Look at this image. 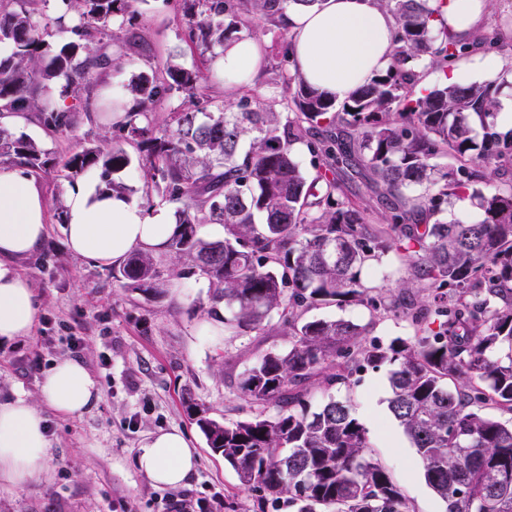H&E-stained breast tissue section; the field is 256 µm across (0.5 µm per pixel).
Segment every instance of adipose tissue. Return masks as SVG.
<instances>
[{
	"mask_svg": "<svg viewBox=\"0 0 512 512\" xmlns=\"http://www.w3.org/2000/svg\"><path fill=\"white\" fill-rule=\"evenodd\" d=\"M286 20L298 75L329 99L345 100L391 63L394 21L376 0H321L312 9L287 11ZM261 59L259 41L244 36L227 44L214 65L225 81L242 84ZM64 222L69 251L99 263L136 251H167L176 229L166 207L145 210L100 194L93 171L67 187ZM47 233L46 203L34 176L19 165L0 167V340L32 334L39 307L17 262L39 251ZM98 397L86 367L62 359L45 373L37 399L0 400V485L23 489L42 474L52 448L48 412L75 418ZM136 465L154 485L179 487L195 472L197 456L190 437L172 430L139 448Z\"/></svg>",
	"mask_w": 512,
	"mask_h": 512,
	"instance_id": "obj_1",
	"label": "adipose tissue"
}]
</instances>
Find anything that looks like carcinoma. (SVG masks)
Returning a JSON list of instances; mask_svg holds the SVG:
<instances>
[{
    "mask_svg": "<svg viewBox=\"0 0 512 512\" xmlns=\"http://www.w3.org/2000/svg\"><path fill=\"white\" fill-rule=\"evenodd\" d=\"M147 0H0V110L35 114L53 136L70 135L74 112L105 83L108 70L138 53L132 31ZM184 39L215 58L224 44L261 24L284 27L286 9L320 0H179ZM394 20L387 70L338 104L292 71L286 42L278 76L294 88L293 115L275 99L239 89L220 103L205 93L200 68L173 50L161 72H143L115 109L113 135L75 141L68 177L97 167L102 190L129 198L113 178L136 148L147 199L175 206L170 252L207 276L223 304L224 324L260 330L276 311L288 327L286 350L257 357L239 381L255 412L229 424L199 418L208 446L257 505L289 512H414L409 498L369 452L365 425L334 396L313 409L307 383L328 388L353 373L386 369L388 410L447 512H512V180L486 194L482 185L512 171V129L497 123L501 75L470 84L444 82L424 92V72L448 74L459 59L500 46L498 28L456 38L443 18L446 0H378ZM68 33L64 41L55 40ZM62 82L70 105H53L47 88ZM182 103L159 121L158 105ZM313 158L308 178L299 147ZM451 156L455 164L439 162ZM0 160L30 172L49 153L0 125ZM369 172L383 188L382 223L367 231L364 211L339 198L336 173ZM423 191L411 194L409 190ZM478 213L449 224L456 201ZM223 227L221 240L200 235ZM397 251L416 290V335L386 343L363 339L351 319L306 320L320 304H373L362 280L368 261ZM112 278L145 294L161 285L154 257L135 253Z\"/></svg>",
    "mask_w": 512,
    "mask_h": 512,
    "instance_id": "obj_1",
    "label": "carcinoma"
}]
</instances>
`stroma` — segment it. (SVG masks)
I'll return each instance as SVG.
<instances>
[{
	"label": "stroma",
	"mask_w": 512,
	"mask_h": 512,
	"mask_svg": "<svg viewBox=\"0 0 512 512\" xmlns=\"http://www.w3.org/2000/svg\"><path fill=\"white\" fill-rule=\"evenodd\" d=\"M183 28L179 0H149L134 26L145 52L110 72L109 87L124 92L140 72L164 66L176 45L182 48V64L198 65L195 50L179 40ZM256 36L263 42L264 61L252 87L263 92L276 79L284 40L281 29L270 25ZM106 106L102 98L90 100L87 110L76 113L68 137L48 136L34 118L22 127L53 158L35 175L46 199L48 236L41 250L19 263L35 289L39 315L31 336L0 344V399L36 398L41 366L60 359L81 361L100 397L81 417L49 415L53 448L44 474L24 490L0 487V512H167L169 502L182 497L203 504V512H225L229 504L236 512H252L258 489L241 485L223 456L208 448L197 420L228 423L250 415L253 407L238 388L241 375L260 353L287 348L288 335L276 315L259 331L228 328L223 335H209L213 290L207 279L187 274V262L173 263L169 255L157 257L168 285L154 295L122 287L111 266L69 251L57 210L69 184L63 164L76 140L94 142L104 134ZM336 180L350 201L371 208L370 231L380 230L381 185L370 175L350 172ZM175 266L181 276H172ZM407 277L397 253H387L369 261L362 275L367 287L382 292L375 306L320 305L307 316L352 319L365 325L369 341L414 336L410 314L390 308L388 301ZM333 395L348 401L364 422L375 459L415 512H445L423 478L414 448L389 415L386 371L358 372ZM173 429L192 437L198 466L187 486L160 488L138 470L135 459L154 434Z\"/></svg>",
	"instance_id": "stroma-1"
}]
</instances>
